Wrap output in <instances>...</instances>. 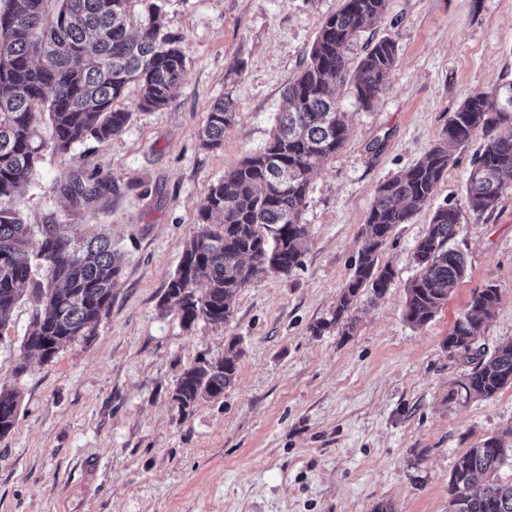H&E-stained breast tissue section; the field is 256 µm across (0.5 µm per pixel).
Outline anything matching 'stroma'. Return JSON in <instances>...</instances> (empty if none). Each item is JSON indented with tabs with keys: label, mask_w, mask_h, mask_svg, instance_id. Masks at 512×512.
<instances>
[{
	"label": "stroma",
	"mask_w": 512,
	"mask_h": 512,
	"mask_svg": "<svg viewBox=\"0 0 512 512\" xmlns=\"http://www.w3.org/2000/svg\"><path fill=\"white\" fill-rule=\"evenodd\" d=\"M162 3V32L186 59L171 104L139 111L130 88L122 134L76 146L72 160L44 148L11 202L34 229L107 233L123 263L94 336L52 361L23 350L32 301L0 331V388L20 395L15 428L0 440V512H448L459 458L512 431V386L487 399L457 395L471 366L446 345L489 283L501 300L479 343L488 354L512 343V178L493 213H463L451 245L467 276L434 318L417 327L404 312L416 244L436 207L464 206L482 134L379 250L378 267L394 272L385 295L361 290L350 331L330 319L378 187L425 154L467 96L512 80V0H389L372 31L396 42L399 60L370 109L351 87L337 91L349 130L310 176L301 267L244 288L226 324L189 328L160 302L204 195L268 143L289 80L341 0ZM222 98L234 117L223 145L203 148ZM76 177L104 182L93 205L65 195ZM231 347L235 382L180 410L178 376Z\"/></svg>",
	"instance_id": "35a3bbf8"
}]
</instances>
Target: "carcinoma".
<instances>
[{"label": "carcinoma", "mask_w": 512, "mask_h": 512, "mask_svg": "<svg viewBox=\"0 0 512 512\" xmlns=\"http://www.w3.org/2000/svg\"><path fill=\"white\" fill-rule=\"evenodd\" d=\"M57 4L51 26L43 24L49 2ZM139 0H5L0 6V331L28 291L35 306L24 349L54 355L92 335L112 305V288L121 272L120 257L104 235L79 241L44 224L37 251L30 249L28 225L10 202L28 182L47 143L39 134L42 117L51 127L54 149L120 135L132 113L119 108L131 86L139 109L167 108L186 60L176 40L161 34L162 8L152 3L135 13ZM389 0H344L328 16L288 81L285 106L265 147L245 157L211 185L199 211V229L186 245L163 303L173 304L182 324H224L237 295L268 275L287 276L301 263L308 238L301 222L309 176L346 140L348 125L335 95L349 85L358 107L368 109L383 93L398 61L397 46L383 36L367 43L355 69L344 48L386 14ZM467 96L448 119L424 157L382 184L367 219L368 233L354 273L339 297L331 323L337 324L363 288L381 296L393 279L377 268L376 254L394 228L407 224L426 204L448 172L453 151L477 131L485 137L468 178L466 208L476 218L492 213L512 176V83L496 93ZM232 116V102L220 100L207 113L202 143L216 148ZM104 185L75 178L65 192L76 202L98 199ZM461 210L447 203L436 208L414 259L419 268L407 289L405 318L423 326L467 274L463 254L450 246ZM499 288L489 283L476 292L470 309L455 322L447 347L474 364L460 388L491 398L512 386V343L488 356L476 347L484 320L495 312ZM238 355L197 360L185 368L172 389L182 410L224 393L237 376ZM17 393L0 389V440L14 429ZM512 461V446L491 437L460 457L449 487L450 512H512V484L491 483L473 491L480 475Z\"/></svg>", "instance_id": "cac0c4a2"}]
</instances>
